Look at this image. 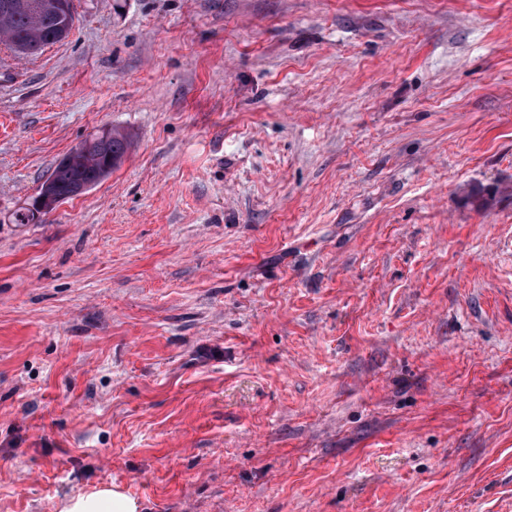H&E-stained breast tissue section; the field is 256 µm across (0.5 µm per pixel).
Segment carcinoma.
Instances as JSON below:
<instances>
[{
  "instance_id": "cac0c4a2",
  "label": "carcinoma",
  "mask_w": 512,
  "mask_h": 512,
  "mask_svg": "<svg viewBox=\"0 0 512 512\" xmlns=\"http://www.w3.org/2000/svg\"><path fill=\"white\" fill-rule=\"evenodd\" d=\"M16 7L8 12L0 10V43L11 50L30 47L28 55H37L60 42L57 20L43 14L35 16L24 7L27 0H14ZM68 166H54L44 181L49 190L63 200L75 197L78 187L98 185L113 169L117 168L130 147L128 137L112 128L103 127L80 142Z\"/></svg>"
}]
</instances>
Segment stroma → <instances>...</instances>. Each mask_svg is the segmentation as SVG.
Listing matches in <instances>:
<instances>
[{"instance_id": "obj_1", "label": "stroma", "mask_w": 512, "mask_h": 512, "mask_svg": "<svg viewBox=\"0 0 512 512\" xmlns=\"http://www.w3.org/2000/svg\"><path fill=\"white\" fill-rule=\"evenodd\" d=\"M76 9L0 46V512H512V0ZM79 144L81 148L76 155L72 153L66 158L68 161L74 156L71 164L64 167L55 165L41 186L39 195L48 184L49 190L56 197L47 194L45 189L44 195L38 199L39 205L55 207L61 202L57 197L66 201L77 197L75 193L79 195L85 190L81 185L92 184L95 187L119 166L130 147L126 135L106 127L89 135ZM105 507L112 508L114 512H136V505L132 501L111 490H99L87 497H80L65 512H104Z\"/></svg>"}]
</instances>
